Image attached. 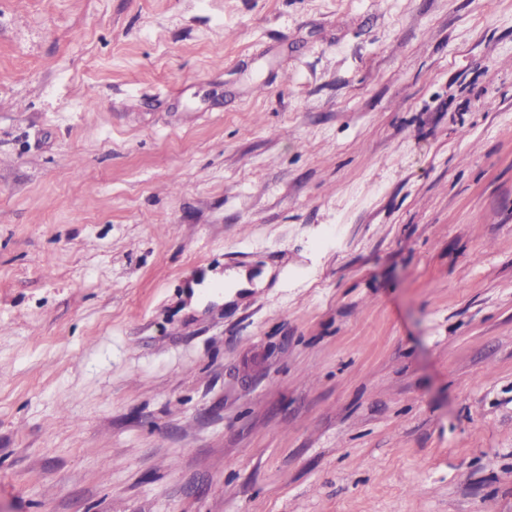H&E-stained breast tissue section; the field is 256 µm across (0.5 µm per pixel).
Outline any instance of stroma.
<instances>
[{
	"label": "stroma",
	"mask_w": 512,
	"mask_h": 512,
	"mask_svg": "<svg viewBox=\"0 0 512 512\" xmlns=\"http://www.w3.org/2000/svg\"><path fill=\"white\" fill-rule=\"evenodd\" d=\"M0 512H512V0H0Z\"/></svg>",
	"instance_id": "1"
}]
</instances>
